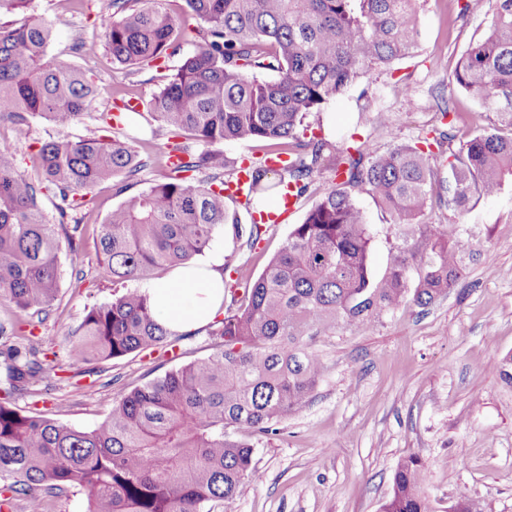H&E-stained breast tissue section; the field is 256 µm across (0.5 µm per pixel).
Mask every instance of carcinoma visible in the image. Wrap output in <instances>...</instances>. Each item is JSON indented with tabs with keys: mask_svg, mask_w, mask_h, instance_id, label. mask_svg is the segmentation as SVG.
Wrapping results in <instances>:
<instances>
[{
	"mask_svg": "<svg viewBox=\"0 0 512 512\" xmlns=\"http://www.w3.org/2000/svg\"><path fill=\"white\" fill-rule=\"evenodd\" d=\"M199 21L191 49L182 52L177 23L162 0H108L97 13L112 62L124 67L182 55L151 100L158 128L184 142L174 174L112 209L100 224L96 248L104 272L119 281L149 278L156 269L191 263L216 231L237 216L224 197V174L238 163L194 146L265 141L269 155L289 156L279 169L251 164L249 214L285 188L298 197L313 174L331 166L343 179L294 226L280 251L227 307L212 332L213 354L176 367L112 399L90 429L25 410L51 364L43 324L59 295V233L80 257L83 224L65 219L79 191L122 174L136 178L153 165L112 134V107L97 116L100 137L48 139L25 150L37 176L17 171L15 148L0 149V495L46 512L48 498L86 495V512H214L255 478L254 445L302 410L324 375L311 350L319 333L338 325L373 330L388 313L426 307L459 284L464 257L481 243L475 224H423L436 199L463 209L474 193L497 196L512 178V0H493L485 35L472 43L453 73L455 85L494 125L451 153L448 176L431 144H398L376 154L365 143L332 144L305 137L304 120L321 111L374 68L417 46V0H185ZM33 0H0V124L42 118L59 130L79 122L96 90L93 78L47 58L52 28L30 17ZM208 165L219 173L206 185L179 177ZM53 191L60 220L49 224L38 205ZM363 191L395 219L399 249L386 272L371 271L374 231L353 197ZM171 332L156 319L150 295L128 289L87 310L68 336L65 360L89 365L144 352ZM381 512H431L421 464L401 460Z\"/></svg>",
	"mask_w": 512,
	"mask_h": 512,
	"instance_id": "cac0c4a2",
	"label": "carcinoma"
}]
</instances>
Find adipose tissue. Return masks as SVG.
Wrapping results in <instances>:
<instances>
[{"mask_svg": "<svg viewBox=\"0 0 512 512\" xmlns=\"http://www.w3.org/2000/svg\"><path fill=\"white\" fill-rule=\"evenodd\" d=\"M149 293L159 322L182 331L213 320L224 301V278L212 268L192 263L154 281Z\"/></svg>", "mask_w": 512, "mask_h": 512, "instance_id": "adipose-tissue-1", "label": "adipose tissue"}]
</instances>
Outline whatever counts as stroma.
I'll return each instance as SVG.
<instances>
[{
  "mask_svg": "<svg viewBox=\"0 0 512 512\" xmlns=\"http://www.w3.org/2000/svg\"><path fill=\"white\" fill-rule=\"evenodd\" d=\"M466 0H419L418 42L413 53L374 70L351 85L318 114L307 118L334 144L354 135L385 152L420 137L436 138L454 129L458 141L490 127L491 113L465 92L453 90L456 119L439 112L432 89L448 84L462 55L480 38L489 10L463 13ZM103 0H35L34 17L53 27L47 55L91 73L97 92L82 120L58 131L42 119L23 125L0 124V147L58 135L76 139L98 130L94 117L115 97L132 93L139 111L126 113L120 126L133 147L166 154L149 102L166 74L179 63L165 58L140 68L112 62L102 30L94 23ZM96 44L94 54L75 51L78 42ZM166 172L159 166L129 180L119 175L84 198V221L97 227L112 208L137 196ZM325 167L313 176L310 194L299 197L287 221L254 246L217 232L203 261L223 257L227 290H243L263 272L302 223L316 201L334 185ZM377 234L371 256L382 275L400 242L391 232V214L370 196L357 194ZM428 224H479L480 253L466 261L457 288L425 308H402L368 332L339 326L312 346L326 366L313 397L288 417L276 434L254 444L260 481L245 483L224 512H379L391 492L394 470L408 456L421 462L423 490L433 512H450L460 492L481 512H512V386L495 365L512 353V182L492 199L471 197L466 210L435 203ZM60 288L51 316L38 335L62 343L88 308L111 301L115 287L99 267L93 235L85 237L80 263L69 250L60 254ZM211 326L194 330L174 349L152 355L132 353L98 363L91 375L79 367L51 371L54 389L46 400L19 398L20 406L79 428H90L109 412L113 397L163 375L176 363L216 350Z\"/></svg>",
  "mask_w": 512,
  "mask_h": 512,
  "instance_id": "stroma-1",
  "label": "stroma"
}]
</instances>
